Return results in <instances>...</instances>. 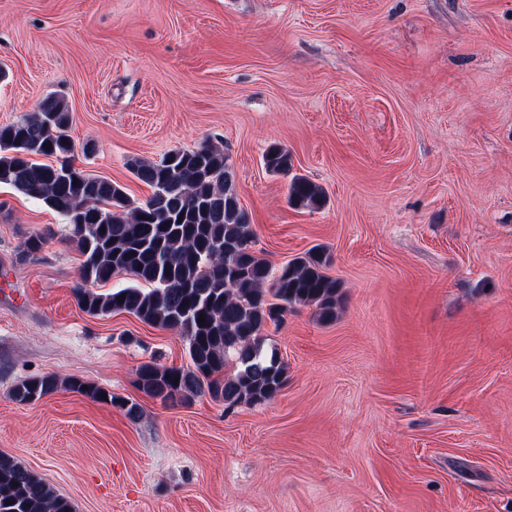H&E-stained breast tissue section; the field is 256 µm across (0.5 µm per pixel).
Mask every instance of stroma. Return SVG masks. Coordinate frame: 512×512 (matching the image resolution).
Here are the masks:
<instances>
[{"mask_svg": "<svg viewBox=\"0 0 512 512\" xmlns=\"http://www.w3.org/2000/svg\"><path fill=\"white\" fill-rule=\"evenodd\" d=\"M0 67V126L64 97L76 165L134 201L130 160L220 146L256 254L322 246L343 295L266 328L270 401L165 404L138 371L185 340L84 313L69 224L0 185V454L74 512H512V0H0ZM272 143L322 207L289 204ZM47 374L140 416L14 399ZM266 168L273 173L288 175L292 170V158L288 150L278 144H271L263 155ZM82 386H87V390H82ZM62 387L85 395L95 401L110 403L123 410L129 419L134 420L140 415V407L137 403L130 402L120 396H115L104 388L93 386L80 379L69 378L61 380L53 374L20 382L13 388V397L17 402L30 404L55 393ZM102 393H106L107 399H103Z\"/></svg>", "mask_w": 512, "mask_h": 512, "instance_id": "stroma-1", "label": "stroma"}]
</instances>
